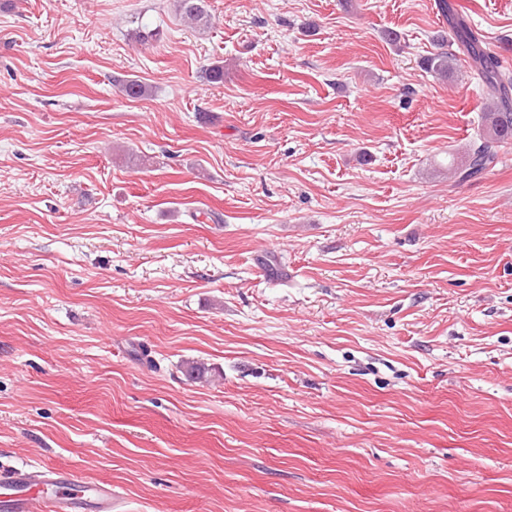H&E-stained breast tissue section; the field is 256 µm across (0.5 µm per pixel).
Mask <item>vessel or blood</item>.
Wrapping results in <instances>:
<instances>
[{"label": "vessel or blood", "instance_id": "1", "mask_svg": "<svg viewBox=\"0 0 512 512\" xmlns=\"http://www.w3.org/2000/svg\"><path fill=\"white\" fill-rule=\"evenodd\" d=\"M110 483L80 481L52 466L0 470V512H115Z\"/></svg>", "mask_w": 512, "mask_h": 512}]
</instances>
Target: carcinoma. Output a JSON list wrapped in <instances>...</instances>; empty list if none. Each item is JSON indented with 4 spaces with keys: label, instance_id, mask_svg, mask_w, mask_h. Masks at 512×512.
Wrapping results in <instances>:
<instances>
[{
    "label": "carcinoma",
    "instance_id": "cac0c4a2",
    "mask_svg": "<svg viewBox=\"0 0 512 512\" xmlns=\"http://www.w3.org/2000/svg\"><path fill=\"white\" fill-rule=\"evenodd\" d=\"M440 7L454 31L458 54L443 49L424 60L425 68L446 79L453 73L454 62L461 54L482 81L492 101L483 112L480 143L469 149L463 164L450 168L452 176L466 180L486 171L497 158V147L512 140V74L504 71L499 58L486 49L463 18L447 11L446 0H441ZM177 10L192 24L207 23L204 0H177Z\"/></svg>",
    "mask_w": 512,
    "mask_h": 512
}]
</instances>
